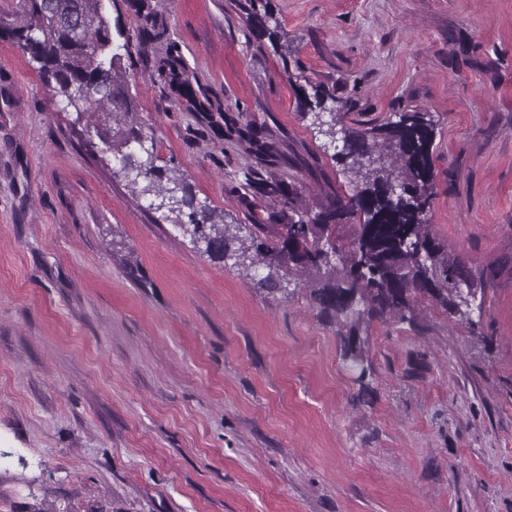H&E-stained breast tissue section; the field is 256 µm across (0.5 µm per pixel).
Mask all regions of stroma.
Listing matches in <instances>:
<instances>
[{"mask_svg":"<svg viewBox=\"0 0 512 512\" xmlns=\"http://www.w3.org/2000/svg\"><path fill=\"white\" fill-rule=\"evenodd\" d=\"M149 4L214 110L152 79L164 43L123 58L141 158L248 241L353 192L325 123L427 113L428 222L479 324L371 323L361 387L310 277L211 258L0 32V512H512V0ZM241 110L293 206L245 195Z\"/></svg>","mask_w":512,"mask_h":512,"instance_id":"stroma-1","label":"stroma"}]
</instances>
